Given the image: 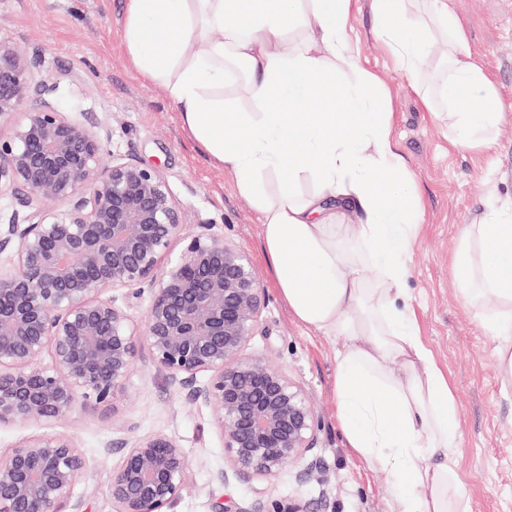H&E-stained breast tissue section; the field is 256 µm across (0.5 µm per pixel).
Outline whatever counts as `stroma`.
I'll list each match as a JSON object with an SVG mask.
<instances>
[{
	"label": "stroma",
	"mask_w": 512,
	"mask_h": 512,
	"mask_svg": "<svg viewBox=\"0 0 512 512\" xmlns=\"http://www.w3.org/2000/svg\"><path fill=\"white\" fill-rule=\"evenodd\" d=\"M465 47L493 80L501 101L492 149L459 152L448 143V117L428 112L373 33L370 0H354L349 34L360 67L378 72L392 91L393 136L420 190L422 219L404 284L419 335L456 400L460 446L455 469L467 512H512V385H503L489 336L465 305L452 268L460 228L488 207L512 200V0H448ZM124 0H0V50L40 58L56 99L79 105L86 119L110 120L107 148L156 168L177 201L186 232L212 228L248 255L267 304L246 353L285 369L308 393L322 422L321 470L306 482L289 467L271 479L228 478L224 447L208 408L188 404L139 341L134 373L111 405L77 407L43 425L0 426V450L24 435L74 436L89 461L75 487L92 489L87 512H114L111 476L116 440L163 433L176 437L193 473L174 512H239L252 500L294 499L308 512H403L401 494L378 468L347 448L336 417L334 381L340 339L312 331L291 314L262 248L259 214L227 171L213 164L184 129L178 108L132 65L122 41Z\"/></svg>",
	"instance_id": "1"
}]
</instances>
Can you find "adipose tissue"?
I'll return each mask as SVG.
<instances>
[{
	"label": "adipose tissue",
	"mask_w": 512,
	"mask_h": 512,
	"mask_svg": "<svg viewBox=\"0 0 512 512\" xmlns=\"http://www.w3.org/2000/svg\"><path fill=\"white\" fill-rule=\"evenodd\" d=\"M353 0H125L123 39L135 66L164 88L185 128L260 214L263 250L294 317L342 339L336 414L348 448L378 467L404 497V512H454L458 445L455 397L422 342L402 286L421 221L382 109L390 92L354 67L346 36ZM374 31L396 68L420 84L435 41L448 43L435 94L450 111L448 142L460 151L495 142L500 99L461 47L446 0H371ZM302 41L288 38L293 23ZM245 76L257 109H224L225 81ZM313 102L315 111L298 106ZM315 191L299 189L303 180ZM350 223H338L343 214ZM371 263L377 284L349 276ZM452 265L466 305L495 336L512 382V209L493 206L462 225ZM399 372H391L390 361Z\"/></svg>",
	"instance_id": "obj_1"
}]
</instances>
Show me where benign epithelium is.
Segmentation results:
<instances>
[{"mask_svg": "<svg viewBox=\"0 0 512 512\" xmlns=\"http://www.w3.org/2000/svg\"><path fill=\"white\" fill-rule=\"evenodd\" d=\"M35 56L0 52V198L19 205L0 227V425L110 405L131 377L139 337L168 383L211 410L226 483L319 465L320 418L303 385L244 349L266 306L246 253L214 233L186 235L159 174L106 152V126L61 111ZM185 246L164 272L171 242ZM150 293L142 325L119 296ZM49 360H44V357ZM116 512H172L193 460L153 434L112 443ZM87 459L67 434L21 437L0 453V512H85L74 494ZM245 512H305L258 498Z\"/></svg>", "mask_w": 512, "mask_h": 512, "instance_id": "obj_1", "label": "benign epithelium"}]
</instances>
